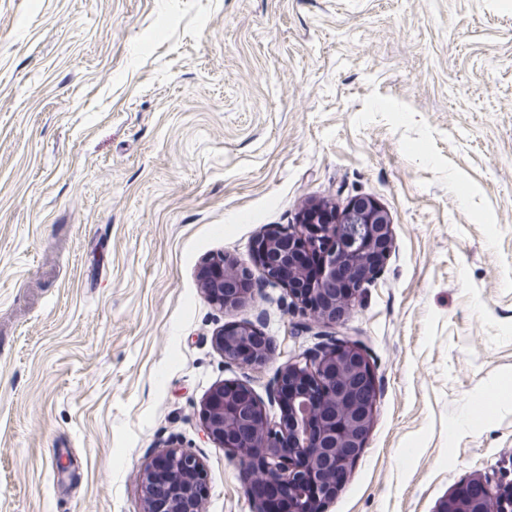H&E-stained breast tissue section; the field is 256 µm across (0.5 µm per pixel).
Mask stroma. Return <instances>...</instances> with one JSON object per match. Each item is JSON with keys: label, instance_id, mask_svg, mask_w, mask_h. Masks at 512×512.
<instances>
[{"label": "stroma", "instance_id": "obj_1", "mask_svg": "<svg viewBox=\"0 0 512 512\" xmlns=\"http://www.w3.org/2000/svg\"><path fill=\"white\" fill-rule=\"evenodd\" d=\"M360 197L391 249L327 333L377 394L327 512H435L512 462V0H0V512H142L166 439L203 512H256L203 403L243 382L279 420L318 338L199 269ZM243 321L253 369L214 343ZM224 263L228 264V268L233 275V280L237 278L236 270L240 269L229 260L224 253L213 254L206 262L202 269V279L205 283V291L211 300L222 307H236L245 299L249 293L250 288H239L237 293H234L235 288H224V273L227 269L224 268ZM243 271L242 276L249 281L252 278V272L248 269H240ZM233 289V290H232ZM233 334L234 332L223 330L215 337V344L224 352L225 358L242 368H254L267 362L271 355L267 341L251 338V344L242 343Z\"/></svg>", "mask_w": 512, "mask_h": 512}]
</instances>
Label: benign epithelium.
Wrapping results in <instances>:
<instances>
[{
  "label": "benign epithelium",
  "mask_w": 512,
  "mask_h": 512,
  "mask_svg": "<svg viewBox=\"0 0 512 512\" xmlns=\"http://www.w3.org/2000/svg\"><path fill=\"white\" fill-rule=\"evenodd\" d=\"M299 240L320 244L326 233L334 245L324 250L320 278L302 283L300 254L292 231L287 241L252 251L255 271L289 285L305 321L299 329L336 324L355 300L365 281L383 265L390 244V220L372 199H356L338 213L320 204L306 208ZM355 224L361 234L338 233L337 225ZM238 267L223 253L213 254L202 269L205 291L222 307H235L249 289L224 287V268ZM238 332L253 336L242 343L223 331L215 337L224 357L242 368H254L271 355L268 342L255 339L246 323ZM375 378L367 358L355 344L335 342L314 353L303 365L291 364L280 373L274 399L305 402L306 414L288 424L266 417L262 403L245 383H224L207 396L202 409L204 434L220 446L246 449L248 479L265 492L275 485L298 488L299 499L281 503L273 498L257 512H325L335 497L334 478L345 477L359 457L371 428ZM209 484L200 458L189 450L165 445L145 467L142 512H201L199 487ZM436 512H512V478L502 472L484 473L457 484Z\"/></svg>",
  "instance_id": "1"
}]
</instances>
